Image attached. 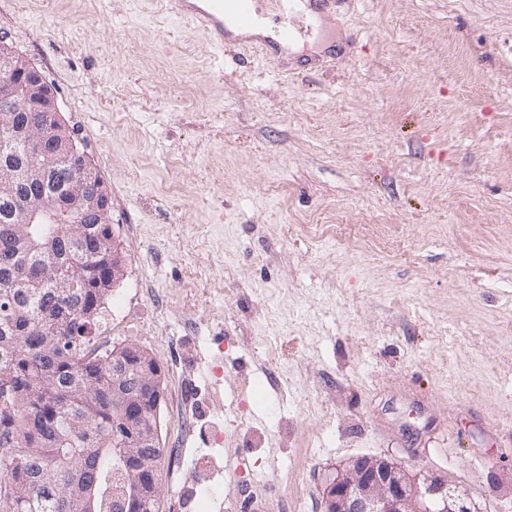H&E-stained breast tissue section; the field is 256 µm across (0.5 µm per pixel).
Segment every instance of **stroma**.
<instances>
[{"label":"stroma","mask_w":512,"mask_h":512,"mask_svg":"<svg viewBox=\"0 0 512 512\" xmlns=\"http://www.w3.org/2000/svg\"><path fill=\"white\" fill-rule=\"evenodd\" d=\"M0 41L110 192L162 512H322L360 455L512 512V0H341L272 57L167 0H0Z\"/></svg>","instance_id":"35a3bbf8"}]
</instances>
